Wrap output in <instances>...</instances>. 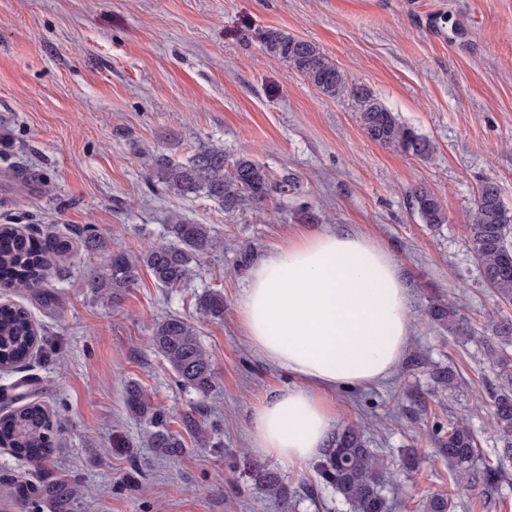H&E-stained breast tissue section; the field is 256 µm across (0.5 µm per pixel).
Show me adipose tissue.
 Listing matches in <instances>:
<instances>
[{"instance_id": "obj_1", "label": "adipose tissue", "mask_w": 512, "mask_h": 512, "mask_svg": "<svg viewBox=\"0 0 512 512\" xmlns=\"http://www.w3.org/2000/svg\"><path fill=\"white\" fill-rule=\"evenodd\" d=\"M235 312L252 348L291 381L254 412L256 452L294 465L336 432L334 395L388 377L410 344V292L391 251L362 233L313 231L254 260Z\"/></svg>"}]
</instances>
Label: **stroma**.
Here are the masks:
<instances>
[{"label": "stroma", "instance_id": "obj_1", "mask_svg": "<svg viewBox=\"0 0 512 512\" xmlns=\"http://www.w3.org/2000/svg\"><path fill=\"white\" fill-rule=\"evenodd\" d=\"M314 42L349 80L367 85L435 145L432 160L371 141L350 99L321 95L264 52L258 30ZM251 150L295 188L263 213L225 214L206 197H180L151 179L154 155L187 159L198 146ZM512 207V0H0V225L73 237L94 225L132 255L166 241L179 215L224 241L178 288L149 274L109 303L88 286L111 253L51 258L37 292L0 288L24 306L39 337L29 357L0 372V416L37 403L57 420L40 466L0 445V512H286L254 469L274 473L287 512H351L311 465L253 451L259 403L291 378L251 347L235 315L247 267L302 230L367 234L393 252L410 291L414 333L394 374L335 397L338 428L365 422L389 463L390 512H420L450 491L433 424L465 417L479 461L499 463L502 441L477 392L497 384L483 319L499 309L482 281L467 216L484 180ZM434 193L448 213L421 223L410 194ZM312 209L318 222L302 221ZM224 295V316L198 319L195 298ZM457 301L470 339L433 322L438 299ZM192 321L210 353L216 388L179 385L151 345L154 323ZM454 367V394L433 389ZM138 387L173 416L176 448H151L132 415ZM424 449L414 471L408 449ZM493 497L460 493L453 512H512V461ZM432 378L437 392H448V395L456 391L460 386V376L451 367H437L432 371Z\"/></svg>", "mask_w": 512, "mask_h": 512}]
</instances>
